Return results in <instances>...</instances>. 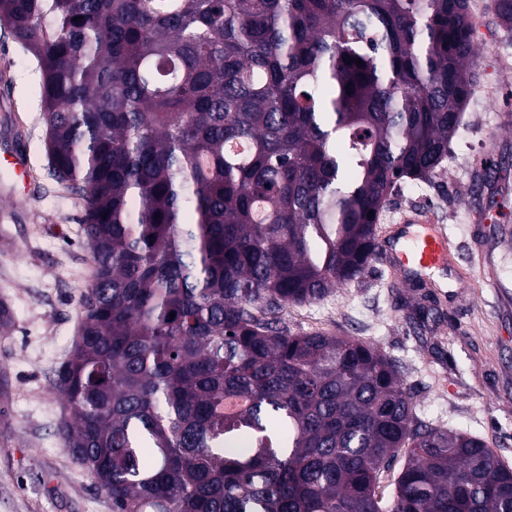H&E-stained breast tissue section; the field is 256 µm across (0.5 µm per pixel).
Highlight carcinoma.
Returning a JSON list of instances; mask_svg holds the SVG:
<instances>
[{
  "instance_id": "obj_1",
  "label": "carcinoma",
  "mask_w": 512,
  "mask_h": 512,
  "mask_svg": "<svg viewBox=\"0 0 512 512\" xmlns=\"http://www.w3.org/2000/svg\"><path fill=\"white\" fill-rule=\"evenodd\" d=\"M0 25L84 203L59 433L112 512H512V466L423 421L396 360L285 321L382 258L398 184L445 171L469 0H0Z\"/></svg>"
}]
</instances>
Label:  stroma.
<instances>
[{
  "instance_id": "1",
  "label": "stroma",
  "mask_w": 512,
  "mask_h": 512,
  "mask_svg": "<svg viewBox=\"0 0 512 512\" xmlns=\"http://www.w3.org/2000/svg\"><path fill=\"white\" fill-rule=\"evenodd\" d=\"M473 44L476 84L493 86V98L467 105L446 174L402 183L379 221L392 225L421 205L449 228L452 265L426 278L441 322L410 320L421 292L382 262L362 284L291 308L288 318L374 344L398 361L427 422L475 432L512 463V73L497 69L512 60V33L487 11ZM38 81L34 57L0 27V158L21 144L12 123L22 121L34 179L29 198L0 188V301L14 315L0 333V512H112L58 432L66 402L55 372L78 336L93 266L81 203L48 174ZM462 272L476 286L458 287Z\"/></svg>"
}]
</instances>
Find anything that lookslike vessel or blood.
Segmentation results:
<instances>
[{"instance_id":"obj_1","label":"vessel or blood","mask_w":512,"mask_h":512,"mask_svg":"<svg viewBox=\"0 0 512 512\" xmlns=\"http://www.w3.org/2000/svg\"><path fill=\"white\" fill-rule=\"evenodd\" d=\"M4 165L13 173L10 196H28V162L24 154H13ZM381 244L385 253L390 254L394 267L403 272L440 270L452 261V242L445 227L423 212L403 215L395 236L382 237Z\"/></svg>"}]
</instances>
